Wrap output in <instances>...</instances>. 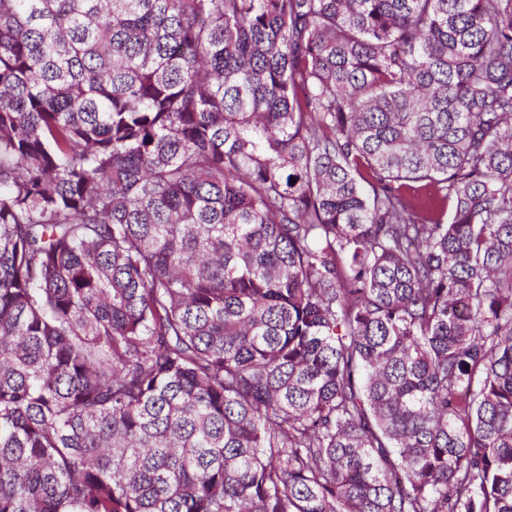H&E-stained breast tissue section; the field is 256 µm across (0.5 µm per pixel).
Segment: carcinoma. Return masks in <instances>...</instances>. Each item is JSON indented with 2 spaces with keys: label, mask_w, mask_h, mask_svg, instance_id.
Masks as SVG:
<instances>
[{
  "label": "carcinoma",
  "mask_w": 512,
  "mask_h": 512,
  "mask_svg": "<svg viewBox=\"0 0 512 512\" xmlns=\"http://www.w3.org/2000/svg\"><path fill=\"white\" fill-rule=\"evenodd\" d=\"M0 512H512V0H0Z\"/></svg>",
  "instance_id": "obj_1"
}]
</instances>
